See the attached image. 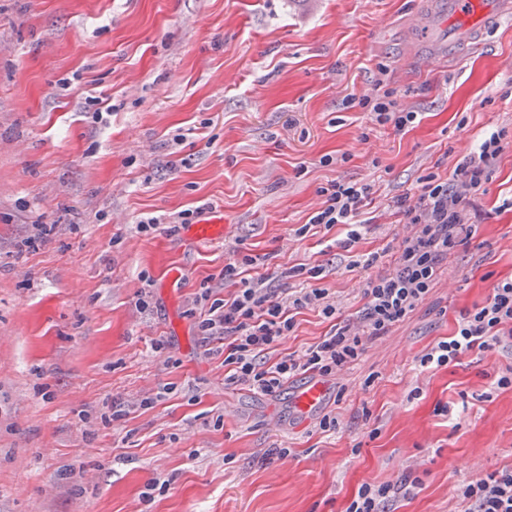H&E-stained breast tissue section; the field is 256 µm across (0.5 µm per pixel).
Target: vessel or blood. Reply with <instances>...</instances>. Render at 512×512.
I'll use <instances>...</instances> for the list:
<instances>
[{
    "mask_svg": "<svg viewBox=\"0 0 512 512\" xmlns=\"http://www.w3.org/2000/svg\"><path fill=\"white\" fill-rule=\"evenodd\" d=\"M437 8L443 11L444 21L424 15L419 24V42L438 58L474 48L478 34L512 17V0H439ZM330 394L323 380H304L291 393V409L297 417L309 419L327 406Z\"/></svg>",
    "mask_w": 512,
    "mask_h": 512,
    "instance_id": "1",
    "label": "vessel or blood"
}]
</instances>
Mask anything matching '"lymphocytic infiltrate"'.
<instances>
[{"label": "lymphocytic infiltrate", "instance_id": "f902f5d3", "mask_svg": "<svg viewBox=\"0 0 512 512\" xmlns=\"http://www.w3.org/2000/svg\"><path fill=\"white\" fill-rule=\"evenodd\" d=\"M360 106L378 128L401 133L418 119L405 108L396 90L362 96ZM512 143V132L501 127L486 132L452 172L430 171L411 193L388 201L396 223L405 225L398 250L385 273L368 278L357 320L336 323L337 307L328 289L319 287L323 265L298 266L279 274L264 272V256L238 247L234 261L218 275L219 287H203L196 297V327L206 342L216 343L224 363V383L273 396L301 374L330 378L358 361L369 341L385 335L404 321L431 292L448 254L475 232L470 210ZM321 206L306 226L346 231L347 243L358 242L360 228L377 200L374 183L333 180L319 190ZM307 278L306 286L292 288L289 278ZM314 308L333 326L302 354L282 353L292 335L298 310ZM512 347V278L490 286L486 300L461 312L451 336L438 341L418 357L420 368L439 369L460 363L463 357L497 347ZM276 361H268L269 353ZM464 512H512V468L472 480L460 490Z\"/></svg>", "mask_w": 512, "mask_h": 512}]
</instances>
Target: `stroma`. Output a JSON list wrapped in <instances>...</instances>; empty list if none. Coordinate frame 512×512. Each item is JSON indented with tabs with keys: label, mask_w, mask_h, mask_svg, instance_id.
Masks as SVG:
<instances>
[{
	"label": "stroma",
	"mask_w": 512,
	"mask_h": 512,
	"mask_svg": "<svg viewBox=\"0 0 512 512\" xmlns=\"http://www.w3.org/2000/svg\"><path fill=\"white\" fill-rule=\"evenodd\" d=\"M431 2L0 0V512H345L365 482L398 487L394 512H455L464 484L512 467V390H489L512 350L416 362L512 277V146L426 300L333 379L335 433L296 418L288 391L225 386L189 313L241 245L275 274L323 265L341 318L357 317L406 228L380 209L351 248L337 227L298 237L320 187L375 179L400 196L512 129V22L453 61L407 58ZM380 77L419 112L410 131L351 106ZM198 207L223 215V240L135 230ZM39 224L46 242L24 249ZM368 253L374 267H351ZM331 326L302 310L284 351ZM159 337L172 366L152 353ZM114 399L131 410L103 426ZM409 476L420 483L405 494ZM157 477L169 490L142 502Z\"/></svg>",
	"instance_id": "1"
}]
</instances>
